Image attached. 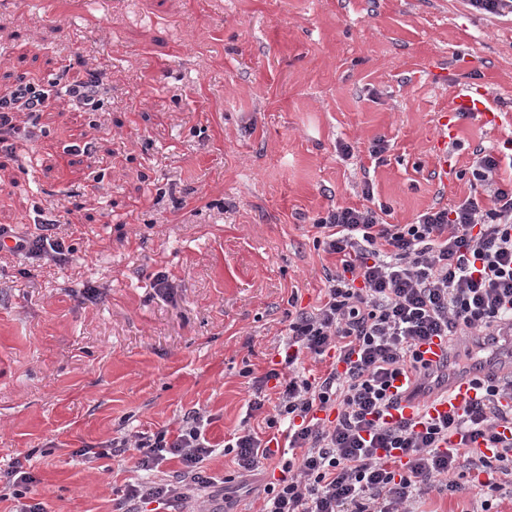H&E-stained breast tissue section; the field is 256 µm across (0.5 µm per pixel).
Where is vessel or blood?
Segmentation results:
<instances>
[{
	"label": "vessel or blood",
	"mask_w": 512,
	"mask_h": 512,
	"mask_svg": "<svg viewBox=\"0 0 512 512\" xmlns=\"http://www.w3.org/2000/svg\"><path fill=\"white\" fill-rule=\"evenodd\" d=\"M451 111L469 112L479 116L484 123L495 126L500 122L489 101L479 91L465 90L454 96ZM466 347L477 351V358L467 365H456L446 340L433 337L417 348L422 361L434 370L443 384V399L420 400L411 397L406 389L405 378H397L392 387L396 402L389 410L392 421H412L419 416L445 415L460 409L474 398L479 383L512 374V338L508 336H472L466 339Z\"/></svg>",
	"instance_id": "b4317fda"
}]
</instances>
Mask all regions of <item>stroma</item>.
I'll return each instance as SVG.
<instances>
[{"mask_svg":"<svg viewBox=\"0 0 512 512\" xmlns=\"http://www.w3.org/2000/svg\"><path fill=\"white\" fill-rule=\"evenodd\" d=\"M92 72L98 111L59 95L0 151V225L60 215L67 249L0 254V468L32 454L48 512H112L129 463L75 451L118 428L173 430L193 407L212 442L239 426L242 370L275 368L289 309L324 297L329 206H362L368 180L412 223L512 139V19L465 0H0V92ZM464 87L502 124L454 116L440 152L436 116ZM461 483L424 512L479 507L480 477Z\"/></svg>","mask_w":512,"mask_h":512,"instance_id":"35a3bbf8","label":"stroma"}]
</instances>
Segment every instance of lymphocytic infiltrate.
<instances>
[{
	"label": "lymphocytic infiltrate",
	"mask_w": 512,
	"mask_h": 512,
	"mask_svg": "<svg viewBox=\"0 0 512 512\" xmlns=\"http://www.w3.org/2000/svg\"><path fill=\"white\" fill-rule=\"evenodd\" d=\"M49 92L22 82L0 94V147L27 135L19 112L48 106ZM512 153L478 157L471 175L479 187L454 208L432 207L410 224H391L385 205H373L364 186L361 207L336 206L316 222V244L336 255L326 272L321 305L297 312L288 325L285 371L253 378L247 417L263 416L270 431L261 437L249 425L224 444L205 434L204 413L184 412L175 431L119 433L104 445H85V459L132 460L133 481L112 500V512H209L207 504L227 496L234 478L264 470L283 443L292 457L279 463L280 476L263 488L261 512H419L424 495L461 491L455 475L467 469L487 474L490 499L512 479V378L479 386L474 399L444 417L388 421L398 377L426 381L416 348L434 336L455 339L493 329H512V180H499ZM59 220L47 219L19 235L0 226V251L32 253L61 261L65 247ZM329 360L321 376L296 368L300 355ZM231 456L235 475L208 471L216 455ZM180 467L161 473V464ZM27 460L0 471L15 512H45L31 497L35 483Z\"/></svg>",
	"instance_id": "f902f5d3"
}]
</instances>
